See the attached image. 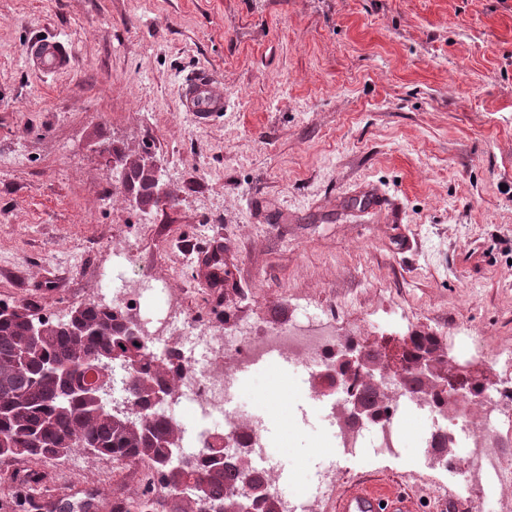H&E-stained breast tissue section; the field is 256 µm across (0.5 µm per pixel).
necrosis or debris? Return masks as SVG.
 <instances>
[{"mask_svg":"<svg viewBox=\"0 0 512 512\" xmlns=\"http://www.w3.org/2000/svg\"><path fill=\"white\" fill-rule=\"evenodd\" d=\"M111 252L121 258L125 274L117 282L102 277L101 285L110 289L111 295L96 296L95 302L127 318L139 315L143 292L150 285L147 261L130 240H113ZM183 300L180 293L161 295L169 317L143 341L150 350L170 353L180 374L161 410L178 426L192 456L203 457L210 446L220 443L225 458L232 461L240 449H247L268 489L279 493L281 471L268 452L264 419L227 409L225 403L238 390L244 368L285 358L305 372L301 391L309 400L332 404L329 421L337 444L348 454L358 455L364 433L371 429L376 433L379 454L400 456L396 412L408 405L426 413L434 423L432 436L424 440L426 448H433L435 435H464L467 489L475 504H483L490 476L512 475V433L499 423L502 401L512 400V381L503 378L487 341L445 336L449 350L483 367L482 374L465 381L462 401L450 407L441 391L409 392L394 371L373 382L353 371L337 373L341 353L348 345H360L361 340L340 335L334 320H295L284 325L246 326L229 320L207 324L190 314ZM369 386L384 393L393 410L391 416L357 420L347 413L349 391Z\"/></svg>","mask_w":512,"mask_h":512,"instance_id":"necrosis-or-debris-1","label":"necrosis or debris"}]
</instances>
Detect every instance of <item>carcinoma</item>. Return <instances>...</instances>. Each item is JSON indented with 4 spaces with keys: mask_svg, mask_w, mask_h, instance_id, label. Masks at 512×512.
I'll return each mask as SVG.
<instances>
[{
    "mask_svg": "<svg viewBox=\"0 0 512 512\" xmlns=\"http://www.w3.org/2000/svg\"><path fill=\"white\" fill-rule=\"evenodd\" d=\"M112 152L121 159L124 182L148 204L152 165L116 147ZM11 309L10 317L0 319V457L64 458L83 448L117 460L148 461L165 497L145 493L139 512H235L241 499L237 487L246 480L253 486L263 484L260 476L251 474L247 454H239L231 464L224 460L222 447L210 448L191 469L178 466L177 427L151 413L155 390L171 389L178 376L168 360L149 354L121 316L90 304L73 307L61 319L42 316L27 304ZM413 344L436 362L444 361L435 337L415 336ZM114 353L137 358L130 398L141 415L127 412L116 420L107 403L77 397L90 372H98V381H105ZM23 357L26 361L19 362ZM51 363L75 369L65 377H49L45 368ZM359 400L377 416L390 413L389 405L370 389L360 393ZM196 485L203 486V492H196ZM255 507L256 512H283L280 500L267 492Z\"/></svg>",
    "mask_w": 512,
    "mask_h": 512,
    "instance_id": "1",
    "label": "carcinoma"
}]
</instances>
